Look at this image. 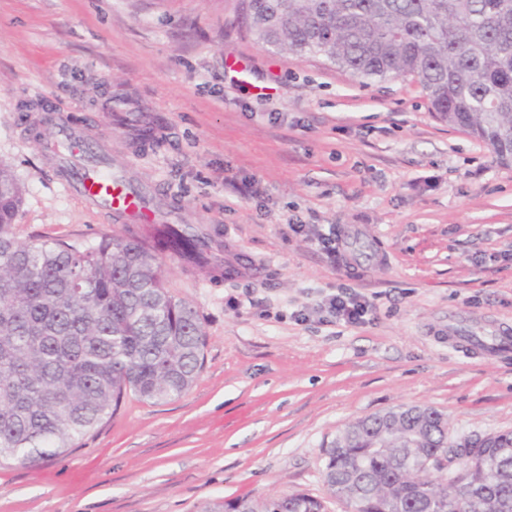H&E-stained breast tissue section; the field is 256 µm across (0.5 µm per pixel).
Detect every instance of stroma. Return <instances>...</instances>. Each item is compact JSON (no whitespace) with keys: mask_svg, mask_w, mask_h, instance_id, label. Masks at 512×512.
Returning <instances> with one entry per match:
<instances>
[{"mask_svg":"<svg viewBox=\"0 0 512 512\" xmlns=\"http://www.w3.org/2000/svg\"><path fill=\"white\" fill-rule=\"evenodd\" d=\"M238 0H0V163L22 241L124 235L68 196L37 114L84 125L115 172L263 273L162 261L198 312L183 395H127L77 448L0 467V512H198L306 491L348 424L430 406L459 441L512 431V165L430 112L409 78L363 82L262 45ZM336 230V254L319 235ZM370 305L349 325L338 292Z\"/></svg>","mask_w":512,"mask_h":512,"instance_id":"35a3bbf8","label":"stroma"}]
</instances>
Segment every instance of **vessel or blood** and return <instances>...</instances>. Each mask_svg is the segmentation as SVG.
I'll list each match as a JSON object with an SVG mask.
<instances>
[{
	"mask_svg": "<svg viewBox=\"0 0 512 512\" xmlns=\"http://www.w3.org/2000/svg\"><path fill=\"white\" fill-rule=\"evenodd\" d=\"M44 148L58 158L67 192L118 223H155L156 213L145 192L113 175L101 161L91 157L83 133L72 127L65 116H57Z\"/></svg>",
	"mask_w": 512,
	"mask_h": 512,
	"instance_id": "1",
	"label": "vessel or blood"
}]
</instances>
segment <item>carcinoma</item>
<instances>
[{"label":"carcinoma","instance_id":"1","mask_svg":"<svg viewBox=\"0 0 512 512\" xmlns=\"http://www.w3.org/2000/svg\"><path fill=\"white\" fill-rule=\"evenodd\" d=\"M259 42L322 55L365 80L409 77L448 125L512 162V0H238ZM22 189L0 164V467L72 448L131 393L162 402L204 366L194 307L175 299L139 230L88 246L21 242ZM190 266L224 269L210 236L161 224ZM347 425L324 449L350 512H512V432L448 439L439 411ZM199 512H327L306 492L207 501Z\"/></svg>","mask_w":512,"mask_h":512}]
</instances>
